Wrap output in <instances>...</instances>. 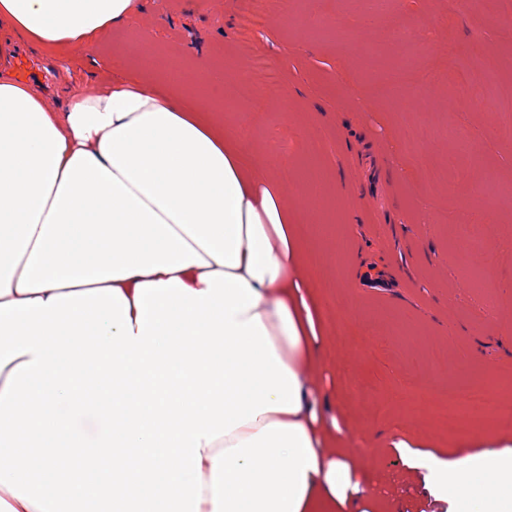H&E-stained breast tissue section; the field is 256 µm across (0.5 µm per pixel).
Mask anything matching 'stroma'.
Here are the masks:
<instances>
[{
    "label": "stroma",
    "mask_w": 512,
    "mask_h": 512,
    "mask_svg": "<svg viewBox=\"0 0 512 512\" xmlns=\"http://www.w3.org/2000/svg\"><path fill=\"white\" fill-rule=\"evenodd\" d=\"M288 0L273 6L253 49L280 71L258 89L251 77L210 89L238 140L276 167L283 202L300 223L319 222L310 275L324 314L329 360L313 369L344 439L360 451L373 494L390 512H456L436 499L412 453L456 461L502 452L512 428L494 418L451 424L439 404L449 384L512 382V19L469 11L464 0ZM240 0H141L118 36L58 60L20 39L13 53L48 63L49 109L71 89L101 88L115 52L162 59L194 76L197 53L212 65L237 52ZM416 33L419 49L397 91H388L395 35ZM503 61L487 80L485 55ZM467 76L493 109L474 108L451 75ZM422 149L407 152L408 137ZM321 172L327 191L303 198ZM479 218L486 245L454 247L461 211ZM407 432L411 449L388 438Z\"/></svg>",
    "instance_id": "35a3bbf8"
}]
</instances>
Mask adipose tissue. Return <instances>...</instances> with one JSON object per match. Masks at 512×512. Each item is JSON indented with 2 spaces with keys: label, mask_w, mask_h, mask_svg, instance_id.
Segmentation results:
<instances>
[{
  "label": "adipose tissue",
  "mask_w": 512,
  "mask_h": 512,
  "mask_svg": "<svg viewBox=\"0 0 512 512\" xmlns=\"http://www.w3.org/2000/svg\"><path fill=\"white\" fill-rule=\"evenodd\" d=\"M139 8L0 0V29L65 58ZM233 70L60 112L0 80V512H378L309 382L311 239L208 101ZM418 465L457 512H512V453Z\"/></svg>",
  "instance_id": "ef3b65f1"
}]
</instances>
